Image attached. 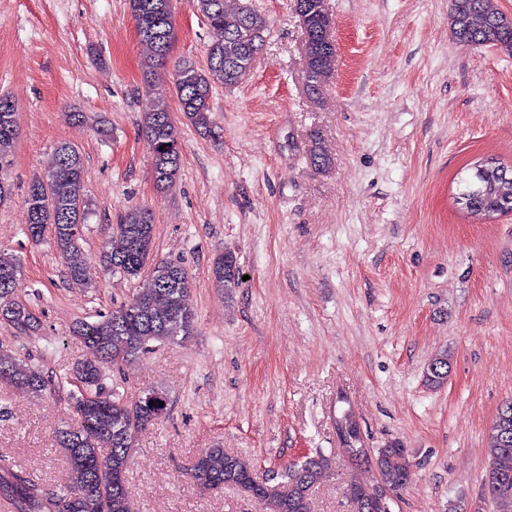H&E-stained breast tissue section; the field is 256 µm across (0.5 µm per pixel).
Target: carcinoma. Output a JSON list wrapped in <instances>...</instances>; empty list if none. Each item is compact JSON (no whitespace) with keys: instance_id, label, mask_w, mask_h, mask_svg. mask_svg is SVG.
<instances>
[{"instance_id":"obj_1","label":"carcinoma","mask_w":512,"mask_h":512,"mask_svg":"<svg viewBox=\"0 0 512 512\" xmlns=\"http://www.w3.org/2000/svg\"><path fill=\"white\" fill-rule=\"evenodd\" d=\"M200 13L214 39L208 45L203 68L190 61L178 64L173 85L183 117L203 134L217 139L211 120V98L218 87L241 84L254 69L257 54L269 30L267 18L252 0H188ZM136 22L139 43L146 49L144 79L152 80L153 69L168 58L176 33L171 0H128ZM311 36L307 68L313 74L306 86L310 96L321 92L323 82L336 65V45L331 36L332 20L322 0H306L304 12ZM451 25L464 45H492L512 52V18L497 11L490 0H450ZM142 132L152 149V174L160 192L176 182L182 165V147L168 103L157 97L145 100ZM19 134L15 102L0 96V166L9 165ZM499 174H472L463 180L458 198L465 210L482 218L493 207L512 212V169L497 164ZM84 162L79 151L64 143L56 148L53 169L34 178L24 196V233L34 243L50 235L68 280L75 285L87 281L89 257L85 249L87 224L92 204L85 192ZM115 245L104 246L99 261L104 270L126 278L147 271L150 288L132 297L112 312L94 321L77 320L70 333L78 337L93 356L78 362L68 383H80L99 397L90 406L81 393L68 396L69 412L75 422L58 431V442L66 452L72 474L70 489L45 496L41 486L12 457L0 454V496L13 501L19 512H129L131 489L126 473L139 434L156 424L166 413V394L151 391L156 403L143 394L126 401L115 390L104 387L106 369L118 370L137 357L151 352L155 343H175L195 332L196 314L186 303L189 274L180 264L151 262L155 224L149 207L128 206L112 225ZM212 277L222 288L238 285L240 269L230 252L219 254L212 264ZM21 265L18 258L0 253V319L22 334L37 327L30 309L15 297ZM448 351L435 354L424 368L425 383L440 388L448 381ZM0 385L40 395L49 380L43 370L11 349L0 347ZM360 431L344 436L351 461L364 458ZM330 459L324 453L292 463L276 473L282 489L269 494L254 480L250 464L217 445L205 448L193 459L190 477L202 488L220 486L246 491L267 512H311L312 495L326 475ZM378 482L398 493L409 482L410 461L405 448L391 443L379 449ZM483 496L495 512H512V399L500 407L490 429L489 470ZM350 512H376L372 487L351 480L345 488Z\"/></svg>"}]
</instances>
